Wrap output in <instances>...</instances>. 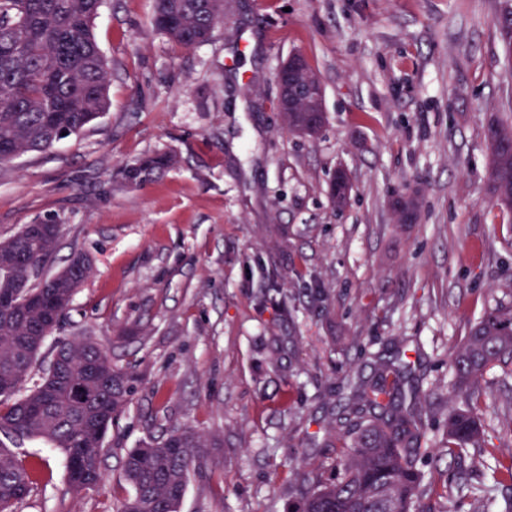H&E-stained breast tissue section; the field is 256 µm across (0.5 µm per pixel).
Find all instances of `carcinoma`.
Segmentation results:
<instances>
[{
	"instance_id": "carcinoma-1",
	"label": "carcinoma",
	"mask_w": 512,
	"mask_h": 512,
	"mask_svg": "<svg viewBox=\"0 0 512 512\" xmlns=\"http://www.w3.org/2000/svg\"><path fill=\"white\" fill-rule=\"evenodd\" d=\"M103 0H0V164L16 155L45 152L77 134L109 109L107 64L92 28ZM224 22V0H154L151 24L171 42L191 49L207 42ZM492 204L512 213V116L489 123ZM173 162L169 154L146 156L121 171L140 183ZM58 236L0 242V512H16L30 493L37 461L19 458L9 444L41 439L60 449L67 483L75 492L99 486L109 430L135 392L132 374L112 365L107 351L89 339L56 344L42 371L34 372L46 337L55 328L37 295L68 309L91 271L76 254L45 287L29 265L56 250ZM402 350L376 357L373 374L346 381L331 423L338 436L332 479L309 470L293 486L292 512H433L423 499L446 493L448 484L425 478L418 461L427 441L426 395L405 402ZM512 364V309L487 312L448 355L452 374L446 432L431 459L462 464L468 448L483 447L479 416L484 373ZM201 437L189 427L152 438L125 454L130 491L115 512H179L192 471L203 466ZM512 482V455L493 471L484 498Z\"/></svg>"
}]
</instances>
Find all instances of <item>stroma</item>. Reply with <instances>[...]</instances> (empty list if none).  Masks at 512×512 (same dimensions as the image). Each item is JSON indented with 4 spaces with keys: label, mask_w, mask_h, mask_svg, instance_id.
<instances>
[{
    "label": "stroma",
    "mask_w": 512,
    "mask_h": 512,
    "mask_svg": "<svg viewBox=\"0 0 512 512\" xmlns=\"http://www.w3.org/2000/svg\"><path fill=\"white\" fill-rule=\"evenodd\" d=\"M224 2L212 39L185 49L152 29L153 0H106L92 32L108 112L0 165V238L52 221L62 234L46 273L78 253L92 262L42 359L88 337L139 378L98 488L72 491L60 451L17 446L43 460L17 512H114L126 451L181 427L212 444L180 512H289L298 456L316 468L334 454L319 396L344 372L408 340L409 382L443 412L449 352L485 312L512 308V215L490 203L485 140L512 114L499 0ZM296 52L324 90L313 138L272 105ZM163 152L172 167L115 184ZM339 167L351 179L341 207ZM411 191L419 218L403 224L395 202ZM482 386L486 446L464 462L475 486L512 452V374Z\"/></svg>",
    "instance_id": "35a3bbf8"
}]
</instances>
